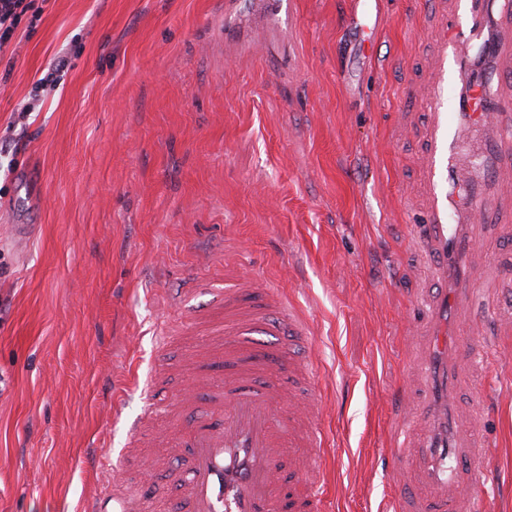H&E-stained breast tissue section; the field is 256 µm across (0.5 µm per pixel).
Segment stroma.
Returning a JSON list of instances; mask_svg holds the SVG:
<instances>
[{
	"label": "stroma",
	"instance_id": "stroma-1",
	"mask_svg": "<svg viewBox=\"0 0 512 512\" xmlns=\"http://www.w3.org/2000/svg\"><path fill=\"white\" fill-rule=\"evenodd\" d=\"M459 0H36L0 53V512H79L106 453L150 512L179 487L155 444L212 411L193 358L224 373V313L165 321L249 275L312 328L327 512H385L399 486L434 496L428 454L398 446L423 405L441 282L419 224V166L434 40ZM68 69L20 117L57 56ZM467 232L478 290L467 331L484 358L458 365L451 416L493 448L477 469L512 512V179Z\"/></svg>",
	"mask_w": 512,
	"mask_h": 512
}]
</instances>
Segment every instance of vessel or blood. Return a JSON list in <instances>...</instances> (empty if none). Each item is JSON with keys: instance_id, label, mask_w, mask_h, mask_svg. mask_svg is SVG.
<instances>
[{"instance_id": "vessel-or-blood-1", "label": "vessel or blood", "mask_w": 512, "mask_h": 512, "mask_svg": "<svg viewBox=\"0 0 512 512\" xmlns=\"http://www.w3.org/2000/svg\"><path fill=\"white\" fill-rule=\"evenodd\" d=\"M464 8L466 28H459L455 16L449 15L441 29L438 78L427 100L432 124L421 165L431 197L424 234L433 246L435 268L446 282L438 313L455 317L438 347H454L461 358L469 359L478 350L457 316L473 293L462 262L475 240L452 211L448 187H467L470 211L484 209L485 187L473 184L460 152L469 147L496 154L500 162L490 178H512V124L503 122L501 113L483 108L475 96H459L458 113L448 110V75L463 73L486 22L484 0H465ZM256 289L257 281L239 280L224 291V382L211 389L215 415L175 427L168 437L170 457L190 473L176 504L178 512H325L321 436L311 424L318 402L314 372L309 361L291 352L292 346L308 340V322L270 288L263 290L260 304L249 303ZM260 366L287 370L295 405L285 406L284 391L276 381H267L259 392L249 389ZM487 456L485 441L475 430L468 446L454 450L449 461L465 459L475 465ZM485 509L481 484L474 481L442 496L432 512ZM81 512H141V506L115 486L106 495L85 499Z\"/></svg>"}]
</instances>
